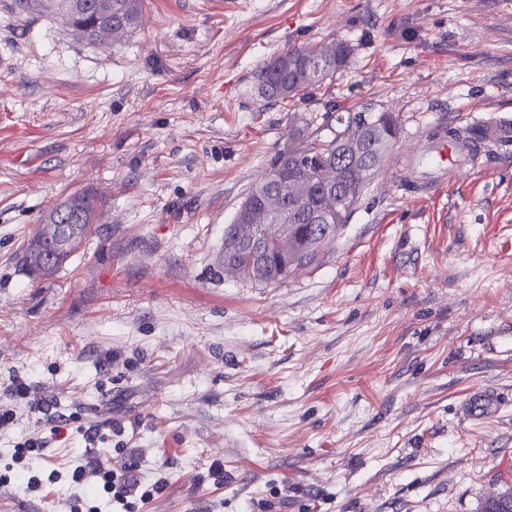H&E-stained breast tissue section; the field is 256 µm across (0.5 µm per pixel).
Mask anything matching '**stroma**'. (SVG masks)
<instances>
[{"label":"stroma","instance_id":"obj_1","mask_svg":"<svg viewBox=\"0 0 512 512\" xmlns=\"http://www.w3.org/2000/svg\"><path fill=\"white\" fill-rule=\"evenodd\" d=\"M51 3L0 0V475L52 415L51 467L164 480L130 512H481L512 490V143L429 195L399 180L440 127L512 118V0H143L106 48ZM333 40L355 51L331 85L260 93L274 55ZM370 106L400 135L319 263L225 273L276 153ZM82 189L91 232L30 278L28 240ZM484 388L498 414L462 419ZM88 495L14 480L0 512ZM40 231V229H39ZM39 231L37 230L33 237L28 241L25 251H24V264L27 267V270L37 277H46L53 275L62 265L64 260L69 256V254L76 249L75 244L73 243L71 246L68 247V249L62 254L61 259L53 266L45 267L40 266L37 262L36 257L33 254V251L31 250V245L35 241L36 238L39 236Z\"/></svg>","mask_w":512,"mask_h":512}]
</instances>
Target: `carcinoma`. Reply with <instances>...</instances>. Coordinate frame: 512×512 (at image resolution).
<instances>
[{"instance_id": "obj_1", "label": "carcinoma", "mask_w": 512, "mask_h": 512, "mask_svg": "<svg viewBox=\"0 0 512 512\" xmlns=\"http://www.w3.org/2000/svg\"><path fill=\"white\" fill-rule=\"evenodd\" d=\"M56 17L87 44L102 46L115 34H129L139 28L143 12L141 0H59ZM351 54L352 47L349 45L344 52L336 53L334 41L286 49L261 68V86L267 87L272 98L293 100L304 95L307 89L322 85L345 68ZM378 123L391 127L398 125V120L392 112H373L368 107L349 112L346 117L339 119L341 128L334 132L331 140L308 137L305 145L288 147V161L296 164L305 162L311 155L320 157L330 142ZM80 195L86 200L87 218L86 223L79 227L76 236L78 241L90 233L98 210V198L93 192L86 190L80 192ZM319 203L326 206L333 217L330 222L311 228L305 226L303 219L285 227L267 224L261 208L250 223L227 225L224 239L239 240L240 248L224 261V270L242 279L267 285L286 278L287 262H295L299 268L316 263L319 248L334 237L337 229L347 223L350 217L344 187L334 196L319 200ZM75 249L76 246H69L62 254L61 261L45 267L39 265L28 244L24 251V264L37 277L51 276L60 268L62 260Z\"/></svg>"}]
</instances>
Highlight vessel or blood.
I'll use <instances>...</instances> for the list:
<instances>
[{"label": "vessel or blood", "mask_w": 512, "mask_h": 512, "mask_svg": "<svg viewBox=\"0 0 512 512\" xmlns=\"http://www.w3.org/2000/svg\"><path fill=\"white\" fill-rule=\"evenodd\" d=\"M503 121H480L476 128H462L449 139L425 140L418 144L404 165L406 176L422 174L427 181L444 182L456 173L482 165L485 157L508 140ZM500 401L493 391L472 393L461 405L463 419L475 420L498 412Z\"/></svg>", "instance_id": "vessel-or-blood-1"}]
</instances>
